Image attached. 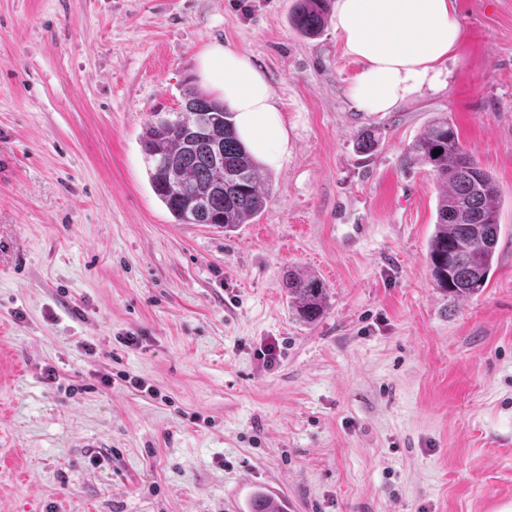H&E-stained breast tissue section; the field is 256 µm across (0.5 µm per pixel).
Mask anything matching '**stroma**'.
<instances>
[{
  "label": "stroma",
  "instance_id": "stroma-1",
  "mask_svg": "<svg viewBox=\"0 0 512 512\" xmlns=\"http://www.w3.org/2000/svg\"><path fill=\"white\" fill-rule=\"evenodd\" d=\"M295 4L0 0V512H249L260 489L288 512L512 503V0H459L447 87L378 115L350 110L359 63L332 25L301 37ZM214 41L292 126L230 234L175 223L140 143ZM440 116L501 198L497 262L454 303L427 263L434 180L400 164ZM292 271L328 288L314 324ZM285 287L295 315L302 322L312 324L324 313L327 306V288L316 275L289 272Z\"/></svg>",
  "mask_w": 512,
  "mask_h": 512
}]
</instances>
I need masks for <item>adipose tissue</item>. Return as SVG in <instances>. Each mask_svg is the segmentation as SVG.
<instances>
[{
    "mask_svg": "<svg viewBox=\"0 0 512 512\" xmlns=\"http://www.w3.org/2000/svg\"><path fill=\"white\" fill-rule=\"evenodd\" d=\"M332 24L361 69L346 89L354 111H394L423 89L446 85L445 68L462 36L457 0H335ZM197 74L233 112L237 134L261 163L285 166L288 120L265 76L239 50L210 43Z\"/></svg>",
    "mask_w": 512,
    "mask_h": 512,
    "instance_id": "1",
    "label": "adipose tissue"
}]
</instances>
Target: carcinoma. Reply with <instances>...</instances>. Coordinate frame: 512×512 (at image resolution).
Returning a JSON list of instances; mask_svg holds the SVG:
<instances>
[{
  "mask_svg": "<svg viewBox=\"0 0 512 512\" xmlns=\"http://www.w3.org/2000/svg\"><path fill=\"white\" fill-rule=\"evenodd\" d=\"M328 0H297L291 24L299 34H320ZM175 118L148 121L141 136L151 187L179 224H211L234 231L264 210L270 190L259 162L239 143L232 114L194 88ZM440 155L433 156V151ZM407 165L430 169L437 196L435 234L428 251L436 288L452 299L469 298L486 285L496 260L499 190L493 176L460 142L455 124L431 121L404 152ZM285 287L295 315L312 324L327 306V288L316 275L290 272ZM286 512L265 491L250 512Z\"/></svg>",
  "mask_w": 512,
  "mask_h": 512,
  "instance_id": "cac0c4a2",
  "label": "carcinoma"
}]
</instances>
